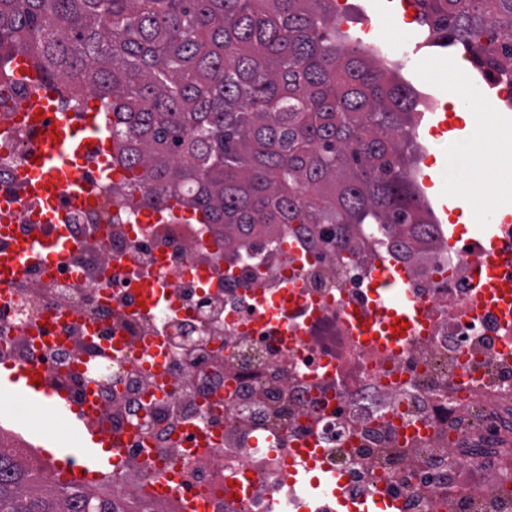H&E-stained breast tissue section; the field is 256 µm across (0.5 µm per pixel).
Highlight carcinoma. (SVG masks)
<instances>
[{"instance_id":"cac0c4a2","label":"carcinoma","mask_w":512,"mask_h":512,"mask_svg":"<svg viewBox=\"0 0 512 512\" xmlns=\"http://www.w3.org/2000/svg\"><path fill=\"white\" fill-rule=\"evenodd\" d=\"M422 5L482 66L512 61V0ZM18 54L109 104L129 197L201 210L227 248L283 224L343 249L367 224L399 251L433 239L411 177L415 98L341 40L335 0H0V74ZM0 512L125 508L0 451Z\"/></svg>"}]
</instances>
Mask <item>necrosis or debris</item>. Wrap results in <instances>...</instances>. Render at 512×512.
Returning a JSON list of instances; mask_svg holds the SVG:
<instances>
[{"mask_svg": "<svg viewBox=\"0 0 512 512\" xmlns=\"http://www.w3.org/2000/svg\"><path fill=\"white\" fill-rule=\"evenodd\" d=\"M7 119L0 111V196L16 205L0 224L53 240L14 179L36 134ZM80 174L102 205L70 208L71 250L0 292V361L36 359L78 394L94 383L106 427L132 431L97 495L129 512H182L180 499L148 493L153 469L175 463L205 512H342V500L375 493L399 512H512V323L476 298L475 238L452 248L439 236L427 262L407 263L425 328L381 351L360 324L375 262L391 252L380 228L366 231L369 247L323 252L311 229L285 224L231 251L218 224L141 223L96 150ZM150 279L163 300L147 309L139 291ZM124 346L139 361L113 360ZM131 387L150 416L133 429ZM189 428L206 455L190 450ZM0 440L23 466L50 471L12 414L0 415ZM309 446L342 474L337 496L294 478ZM240 473L245 492L226 496L225 476Z\"/></svg>", "mask_w": 512, "mask_h": 512, "instance_id": "1", "label": "necrosis or debris"}]
</instances>
